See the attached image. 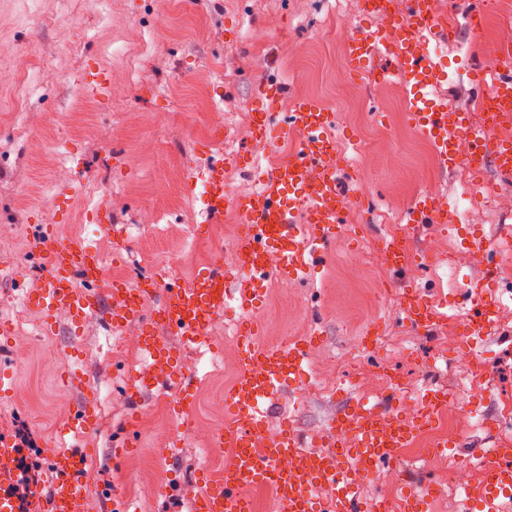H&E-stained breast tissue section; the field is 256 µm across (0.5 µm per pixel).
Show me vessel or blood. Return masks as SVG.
I'll return each mask as SVG.
<instances>
[{
    "label": "vessel or blood",
    "instance_id": "obj_1",
    "mask_svg": "<svg viewBox=\"0 0 512 512\" xmlns=\"http://www.w3.org/2000/svg\"><path fill=\"white\" fill-rule=\"evenodd\" d=\"M370 12L387 17L386 25L356 29L348 39L349 65L360 71L379 52L396 59L397 73L411 85L414 97L409 117L413 127L432 140L440 165L454 168H492L501 180H512V138L494 139L471 125L467 113L449 110L446 98L435 90L449 75L433 61L438 44L455 28L438 0H367ZM474 98L489 106L494 122L512 127V41L500 42L491 56L474 63L469 71ZM281 87L263 76L254 85V99L261 107L254 115L252 141L273 147L276 135L293 134L296 150L284 159L261 169L255 191L246 197L232 195L224 184L223 158H210L203 180H190V188H201L207 204V221L220 224L225 208L235 209L247 226L236 244L239 264L236 275H228L214 264L203 270L194 287L172 283L164 276L145 281L143 288L112 287L100 295L93 286L101 278L100 256L83 242L56 238L53 224L68 220L66 209H59L53 224L41 225L34 248L42 259L38 288L24 298L37 310L46 326H53L57 308H69L85 318L106 312L116 324L141 317L145 302L156 301L150 319H143L142 349L151 363L143 376L146 388L162 386L169 378L180 385L178 409L189 406L195 390V377L177 369L173 352L155 329L176 328L187 344L202 340L211 317L223 310L228 300L240 299L252 308L254 285L270 274L295 281L304 280L316 266L326 243L343 224L347 202L337 186L333 160L335 141L330 131L335 113L317 100L295 102L287 112H279ZM408 222L398 232L382 238L380 245L388 265L404 271L409 261L407 240L421 224H448L454 214L432 193L418 194L406 207ZM88 282L87 290H76L75 277ZM512 280V269L500 265L487 269L460 299L467 310L462 319L466 336L486 335L495 321L494 306L482 296L484 288ZM405 327L416 335L437 334L445 320L443 302L430 297L421 283L407 279L401 290ZM306 347L292 343L285 347L245 345L237 376L224 390V405L232 420L214 434L212 446L228 448L232 457L223 479L210 483L195 503L196 512H251L240 492L248 480L269 488L277 512H388L386 501L377 507L365 504L357 492L361 475H375L391 464L396 449L405 447L410 436L430 423L447 402L438 389L425 392L418 419L395 416L390 427H380L374 416L349 406L332 419L330 433L321 438V450L303 451L298 436L288 428L265 447L256 442L266 425L263 408L273 400L292 376L304 365ZM487 454L489 480L482 499L484 512H496L499 495L512 491V448H491ZM54 477L46 495L37 497L40 512H72L74 503L89 501L96 493L85 482L81 466L87 449L53 448L44 453ZM335 485L328 499H315L314 488Z\"/></svg>",
    "mask_w": 512,
    "mask_h": 512
}]
</instances>
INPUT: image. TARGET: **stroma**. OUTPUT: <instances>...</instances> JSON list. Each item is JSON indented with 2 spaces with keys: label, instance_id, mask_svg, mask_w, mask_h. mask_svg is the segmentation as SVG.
I'll return each mask as SVG.
<instances>
[{
  "label": "stroma",
  "instance_id": "1",
  "mask_svg": "<svg viewBox=\"0 0 512 512\" xmlns=\"http://www.w3.org/2000/svg\"><path fill=\"white\" fill-rule=\"evenodd\" d=\"M336 14L358 25L378 24L365 14L363 0H110L105 9L97 0H0V68L12 67L18 52L30 63L22 89L0 86V222L21 229L13 265L22 271L17 278H0V321L10 325L0 335V372L9 374L13 388L0 401V434H12L16 420L33 433L36 446L28 456L39 476V493L51 484L42 455L46 445L90 449L98 484L105 492H118L130 512H194L196 493L213 477L206 451L184 430L168 442L165 465H151L157 441L141 413L160 393L177 397V387L141 389L138 399H131L130 390L140 384L139 369L113 360V326L100 317L79 324L61 318L48 334L41 316L21 322L12 310L37 286L40 259L32 240L59 205L53 189L59 166L82 169L83 184L70 196L69 220L55 225L56 236L102 250L105 265H116L128 288L152 271L140 261L143 248L154 246L165 264L174 259L167 241L192 244L191 230L203 223L206 204L189 190L188 179L206 170L208 159L199 149L215 124L227 132L224 177L237 194H250L252 173L236 157L251 146L246 124L255 108L252 82L260 73L283 85L279 111H289L302 98L337 111L332 135L342 147L339 186L352 197L360 182L370 183L377 214L362 235L329 241L300 285V303L257 289L260 335L310 324L321 334L319 346L340 356L360 341L364 326L380 321L402 338L399 346L378 355L384 368L411 379L419 390L439 387L468 402L475 427L461 438L449 435V455L475 462L482 450L495 446L496 432L485 422L496 416L503 399L512 398V304L483 339L464 345L455 337L461 314L457 299L483 277L486 262L479 258L454 271L444 265L415 271L431 297L448 298L441 332L424 338L408 335L402 310L373 303L380 289L399 292L403 274L390 271L379 278L352 268L349 257L362 242H379L390 226L404 224L408 202L427 187L444 195L461 222L420 225L409 240L412 260L427 256L436 236L455 248L464 240V223L480 225L490 242L503 241L512 217L471 201L456 171L437 166L433 143L409 123L413 92L394 75V58L382 55L371 65L375 71L391 69L386 79L371 81L350 71L346 36L330 29ZM488 46L470 35L467 16L458 14L454 36L441 43L435 58L453 75L452 83L438 90L452 108L473 111L468 69ZM92 66L105 72L111 87L123 88L122 98L100 101L85 92L84 77ZM379 135L394 157L386 161L373 151L360 158L358 143ZM132 182L140 184L139 195L128 194ZM98 211L105 222L94 221ZM23 334L33 337L34 353L21 363L12 351ZM162 336L176 360L197 359L190 412L223 428L224 389L232 374L211 375L208 348L184 346L170 330ZM443 341L454 346L445 359L438 355ZM475 359L488 368L476 392L469 383ZM67 368L81 370L85 385L64 383ZM302 388V379H294L264 411L270 432L291 425L301 442L314 448L332 417L362 397L345 376L329 393L306 395ZM87 404L89 427L68 430ZM134 441L139 449H131Z\"/></svg>",
  "mask_w": 512,
  "mask_h": 512
}]
</instances>
